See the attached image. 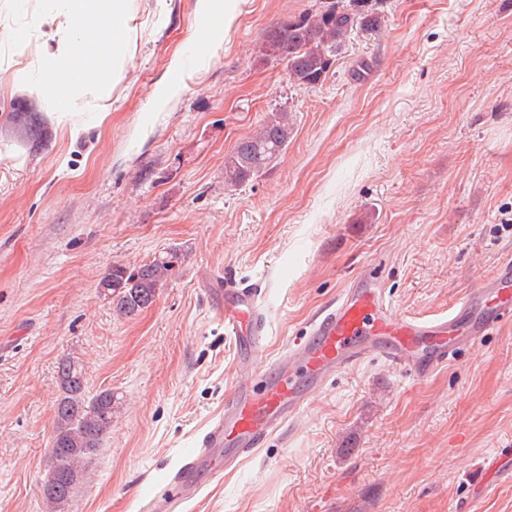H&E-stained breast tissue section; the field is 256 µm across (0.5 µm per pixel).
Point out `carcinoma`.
Wrapping results in <instances>:
<instances>
[{"instance_id": "carcinoma-1", "label": "carcinoma", "mask_w": 512, "mask_h": 512, "mask_svg": "<svg viewBox=\"0 0 512 512\" xmlns=\"http://www.w3.org/2000/svg\"><path fill=\"white\" fill-rule=\"evenodd\" d=\"M373 0H320L319 8L272 30L262 51L286 62L289 79L302 86L320 83L330 72L350 35L381 26ZM294 122L282 109L269 112L251 135L240 139L224 161V184L238 187L256 178L288 146ZM180 253L163 251L133 270L114 265L100 281L113 311L131 317L148 308L157 290L178 266ZM61 393L48 451L49 469L44 495L49 512H58L84 478L87 458L101 448L112 430L119 401L105 389L89 397L81 362L65 357L58 362Z\"/></svg>"}]
</instances>
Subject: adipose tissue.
Here are the masks:
<instances>
[{
  "label": "adipose tissue",
  "instance_id": "obj_1",
  "mask_svg": "<svg viewBox=\"0 0 512 512\" xmlns=\"http://www.w3.org/2000/svg\"><path fill=\"white\" fill-rule=\"evenodd\" d=\"M131 0H40L37 30L41 53L17 80L45 98L58 120L72 121L93 98L107 109L112 83L122 71L114 33L129 35Z\"/></svg>",
  "mask_w": 512,
  "mask_h": 512
}]
</instances>
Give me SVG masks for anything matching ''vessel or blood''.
<instances>
[{
	"label": "vessel or blood",
	"mask_w": 512,
	"mask_h": 512,
	"mask_svg": "<svg viewBox=\"0 0 512 512\" xmlns=\"http://www.w3.org/2000/svg\"><path fill=\"white\" fill-rule=\"evenodd\" d=\"M221 293L224 332L240 345L224 411L142 512H184L207 482L237 469L300 415L331 378L368 356L383 355L398 369L422 378L446 365L455 349L512 321V263L434 318L397 314L380 274L365 270L309 322L303 336L266 365L256 359L268 340L258 293L231 278L225 279Z\"/></svg>",
	"instance_id": "obj_1"
}]
</instances>
